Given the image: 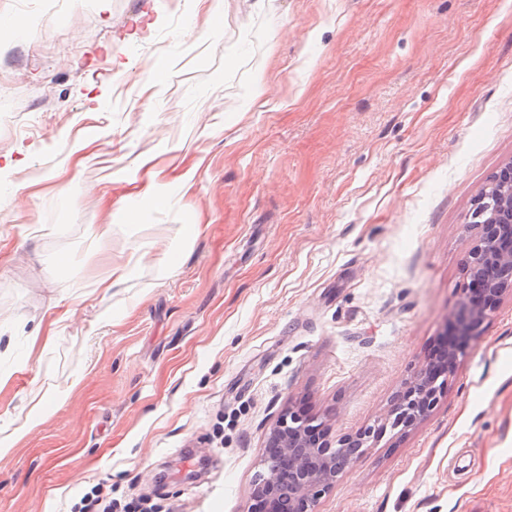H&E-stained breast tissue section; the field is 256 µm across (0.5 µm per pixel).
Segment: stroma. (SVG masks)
<instances>
[{
    "mask_svg": "<svg viewBox=\"0 0 512 512\" xmlns=\"http://www.w3.org/2000/svg\"><path fill=\"white\" fill-rule=\"evenodd\" d=\"M66 2L0 0L19 130L0 135V427L79 381L0 462V512H68L95 485L249 512L288 405L334 438L384 418L459 307L470 214L512 159V0H224L215 28L204 0ZM146 158L169 204L131 195ZM184 224L195 241L169 250ZM139 247L135 277L93 295ZM318 510L512 512V295L431 414Z\"/></svg>",
    "mask_w": 512,
    "mask_h": 512,
    "instance_id": "stroma-1",
    "label": "stroma"
}]
</instances>
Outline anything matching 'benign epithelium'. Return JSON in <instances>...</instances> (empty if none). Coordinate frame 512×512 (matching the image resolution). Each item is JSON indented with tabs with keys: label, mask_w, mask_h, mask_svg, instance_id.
<instances>
[{
	"label": "benign epithelium",
	"mask_w": 512,
	"mask_h": 512,
	"mask_svg": "<svg viewBox=\"0 0 512 512\" xmlns=\"http://www.w3.org/2000/svg\"><path fill=\"white\" fill-rule=\"evenodd\" d=\"M497 184V194L479 193L473 225L476 244L466 258L472 291L448 320L443 358L430 360L405 383L383 419L354 434L316 441L310 436L319 429L314 419L292 408L280 414L269 428L266 444L280 449L285 468L257 475L251 492L256 512H317L341 470L364 447L389 429L411 430L434 410L467 341L501 298L512 293V159L501 166Z\"/></svg>",
	"instance_id": "1"
}]
</instances>
